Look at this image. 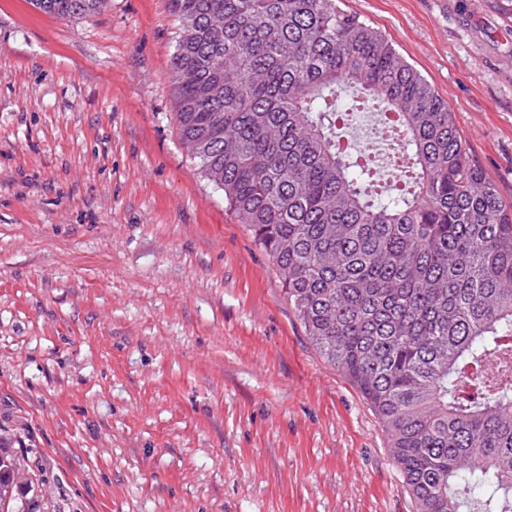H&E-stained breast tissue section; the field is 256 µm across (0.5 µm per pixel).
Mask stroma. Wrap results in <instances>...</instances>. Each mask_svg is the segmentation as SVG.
I'll list each match as a JSON object with an SVG mask.
<instances>
[{"label": "stroma", "instance_id": "stroma-1", "mask_svg": "<svg viewBox=\"0 0 512 512\" xmlns=\"http://www.w3.org/2000/svg\"><path fill=\"white\" fill-rule=\"evenodd\" d=\"M512 200V0H341ZM168 0H0V436L35 512H415L388 436L183 146ZM33 5L59 18H80L101 11L106 0H32Z\"/></svg>", "mask_w": 512, "mask_h": 512}]
</instances>
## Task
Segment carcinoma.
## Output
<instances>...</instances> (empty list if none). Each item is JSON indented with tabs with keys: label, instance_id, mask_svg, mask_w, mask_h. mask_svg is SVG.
<instances>
[{
	"label": "carcinoma",
	"instance_id": "cac0c4a2",
	"mask_svg": "<svg viewBox=\"0 0 512 512\" xmlns=\"http://www.w3.org/2000/svg\"><path fill=\"white\" fill-rule=\"evenodd\" d=\"M179 136L389 436L416 512H512V201L454 112L338 0H169ZM106 0H33L59 18ZM388 119L391 181L338 112ZM0 456V512H26Z\"/></svg>",
	"mask_w": 512,
	"mask_h": 512
}]
</instances>
